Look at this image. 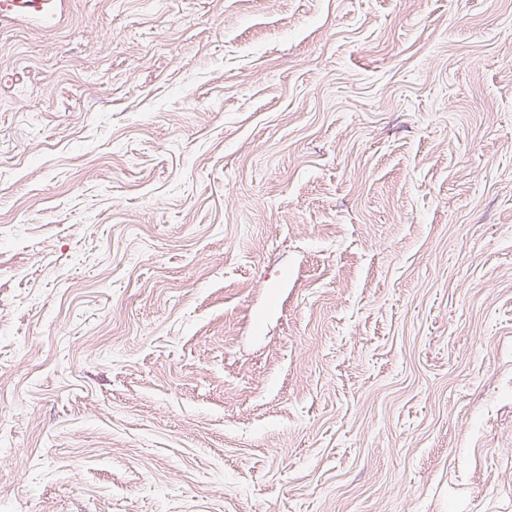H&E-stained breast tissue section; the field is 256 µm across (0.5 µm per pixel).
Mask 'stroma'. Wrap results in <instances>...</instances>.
I'll use <instances>...</instances> for the list:
<instances>
[{
	"instance_id": "1",
	"label": "stroma",
	"mask_w": 512,
	"mask_h": 512,
	"mask_svg": "<svg viewBox=\"0 0 512 512\" xmlns=\"http://www.w3.org/2000/svg\"><path fill=\"white\" fill-rule=\"evenodd\" d=\"M0 22V512H512V0Z\"/></svg>"
}]
</instances>
